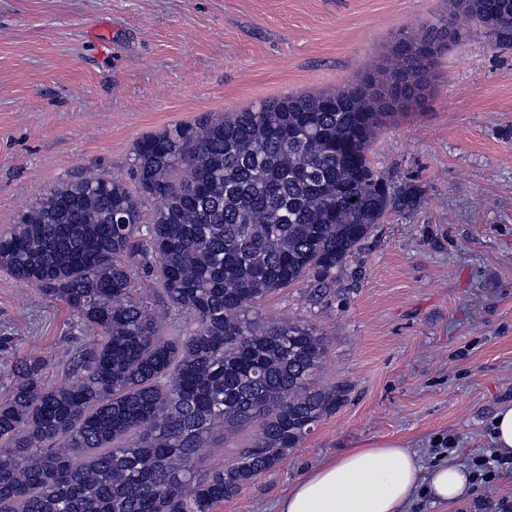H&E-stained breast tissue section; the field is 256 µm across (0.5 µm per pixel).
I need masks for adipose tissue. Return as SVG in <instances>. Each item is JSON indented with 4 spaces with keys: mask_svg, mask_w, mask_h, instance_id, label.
Wrapping results in <instances>:
<instances>
[{
    "mask_svg": "<svg viewBox=\"0 0 512 512\" xmlns=\"http://www.w3.org/2000/svg\"><path fill=\"white\" fill-rule=\"evenodd\" d=\"M471 482L455 460L427 469L412 449L393 441L351 449L305 474L279 512H402L421 493L451 505L466 497Z\"/></svg>",
    "mask_w": 512,
    "mask_h": 512,
    "instance_id": "ef3b65f1",
    "label": "adipose tissue"
}]
</instances>
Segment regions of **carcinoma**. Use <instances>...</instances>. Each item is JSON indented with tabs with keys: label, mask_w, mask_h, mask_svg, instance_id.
<instances>
[{
	"label": "carcinoma",
	"mask_w": 512,
	"mask_h": 512,
	"mask_svg": "<svg viewBox=\"0 0 512 512\" xmlns=\"http://www.w3.org/2000/svg\"><path fill=\"white\" fill-rule=\"evenodd\" d=\"M451 4L361 83L146 135L133 185L103 171L61 181L0 236V267L97 331L60 385L44 380L50 358L15 361L0 397V512H212L336 412L347 387L315 382L326 336L257 310L302 281L330 294L373 226L415 205L371 165L377 132L425 103L448 26L512 43V0ZM142 278L188 315L185 335H162ZM254 422L248 447L204 468L216 432Z\"/></svg>",
	"instance_id": "obj_1"
}]
</instances>
